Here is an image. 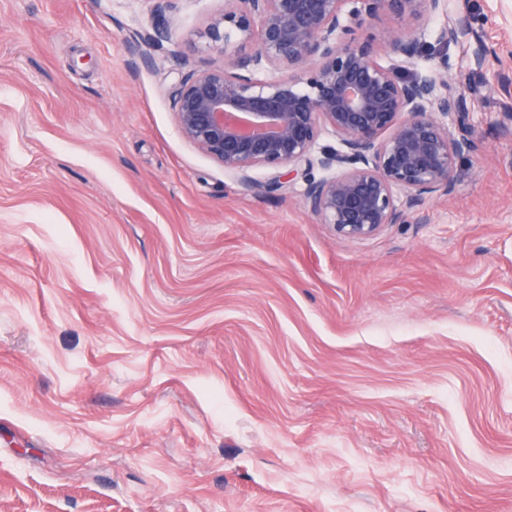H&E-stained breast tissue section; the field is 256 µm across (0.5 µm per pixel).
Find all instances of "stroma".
Here are the masks:
<instances>
[{
  "mask_svg": "<svg viewBox=\"0 0 512 512\" xmlns=\"http://www.w3.org/2000/svg\"><path fill=\"white\" fill-rule=\"evenodd\" d=\"M447 5L479 147L349 240L179 134L224 0H0V512H512V0Z\"/></svg>",
  "mask_w": 512,
  "mask_h": 512,
  "instance_id": "1",
  "label": "stroma"
}]
</instances>
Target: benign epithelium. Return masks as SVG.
<instances>
[{
    "label": "benign epithelium",
    "mask_w": 512,
    "mask_h": 512,
    "mask_svg": "<svg viewBox=\"0 0 512 512\" xmlns=\"http://www.w3.org/2000/svg\"><path fill=\"white\" fill-rule=\"evenodd\" d=\"M392 9L399 26L384 66L361 42L369 21ZM445 0H224L198 37L224 65L190 70L170 92L181 136L227 172L270 170L267 186L299 175L305 205L337 236L362 240L451 190L457 160L477 149L465 89L442 63L415 70L426 22ZM467 35L449 20L443 44ZM281 71L274 79L257 74ZM451 122H445V119ZM324 128L338 146L315 148ZM335 170L315 178L314 166Z\"/></svg>",
    "instance_id": "obj_1"
}]
</instances>
